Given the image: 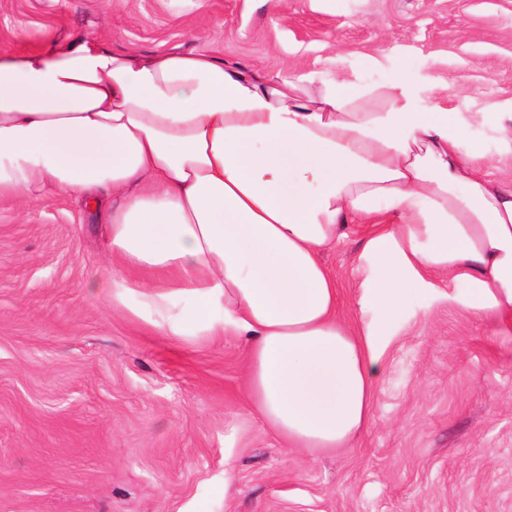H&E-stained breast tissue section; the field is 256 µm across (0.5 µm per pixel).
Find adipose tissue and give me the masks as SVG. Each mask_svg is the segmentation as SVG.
Listing matches in <instances>:
<instances>
[{"mask_svg": "<svg viewBox=\"0 0 512 512\" xmlns=\"http://www.w3.org/2000/svg\"><path fill=\"white\" fill-rule=\"evenodd\" d=\"M105 219L112 305L162 336H230L246 403L288 447L369 427L390 336L441 279L512 327V189L399 79L344 94L97 38L0 47V198ZM358 229L357 319L325 252Z\"/></svg>", "mask_w": 512, "mask_h": 512, "instance_id": "adipose-tissue-1", "label": "adipose tissue"}]
</instances>
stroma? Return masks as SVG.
I'll use <instances>...</instances> for the list:
<instances>
[{
	"label": "stroma",
	"instance_id": "35a3bbf8",
	"mask_svg": "<svg viewBox=\"0 0 512 512\" xmlns=\"http://www.w3.org/2000/svg\"><path fill=\"white\" fill-rule=\"evenodd\" d=\"M95 36L344 93L403 77L512 187V0H0V47ZM101 235L71 196L0 199V512H512V333L464 285L411 301L370 427L316 455L249 413L240 342L113 310ZM358 242L325 255L351 319Z\"/></svg>",
	"mask_w": 512,
	"mask_h": 512
}]
</instances>
